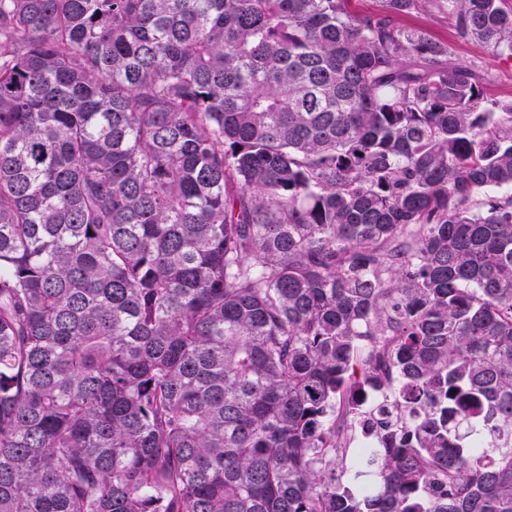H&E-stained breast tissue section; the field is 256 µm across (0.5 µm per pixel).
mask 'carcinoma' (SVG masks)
Wrapping results in <instances>:
<instances>
[{"label":"carcinoma","mask_w":512,"mask_h":512,"mask_svg":"<svg viewBox=\"0 0 512 512\" xmlns=\"http://www.w3.org/2000/svg\"><path fill=\"white\" fill-rule=\"evenodd\" d=\"M348 2L0 0V512H512V7ZM398 23L408 29H423L441 42L449 44L453 58L462 65H476L486 70L492 81L485 88L489 100L512 99V60L503 61L473 41L461 40L448 14L426 6L417 12L398 18Z\"/></svg>","instance_id":"obj_1"}]
</instances>
